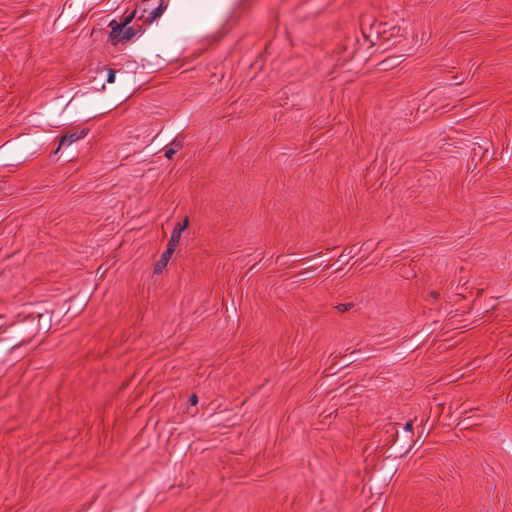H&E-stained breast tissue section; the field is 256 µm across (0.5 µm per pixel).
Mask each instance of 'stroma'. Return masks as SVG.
<instances>
[{
  "instance_id": "1",
  "label": "stroma",
  "mask_w": 512,
  "mask_h": 512,
  "mask_svg": "<svg viewBox=\"0 0 512 512\" xmlns=\"http://www.w3.org/2000/svg\"><path fill=\"white\" fill-rule=\"evenodd\" d=\"M0 0V512H512V0Z\"/></svg>"
}]
</instances>
